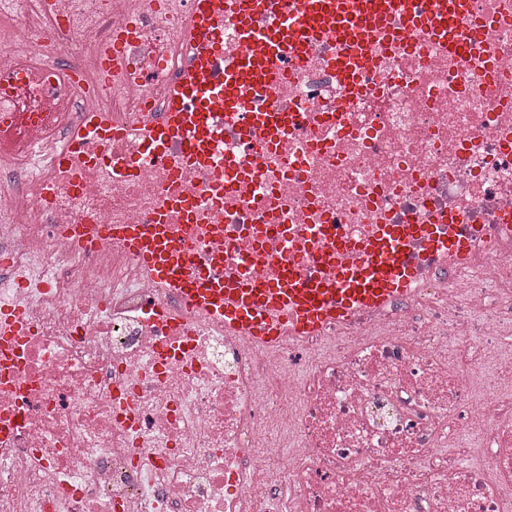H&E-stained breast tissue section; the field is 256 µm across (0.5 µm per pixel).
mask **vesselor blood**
<instances>
[{
	"instance_id": "obj_1",
	"label": "vessel or blood",
	"mask_w": 512,
	"mask_h": 512,
	"mask_svg": "<svg viewBox=\"0 0 512 512\" xmlns=\"http://www.w3.org/2000/svg\"><path fill=\"white\" fill-rule=\"evenodd\" d=\"M474 0H288L282 21L261 30L253 18L274 7L273 0H193L197 53L182 82L170 94L167 133L181 134L191 158L203 155L212 137L209 114L215 110L237 116L249 112L248 131L259 139H275L284 125L278 112H250L248 89L284 77L285 51L303 54L312 36L336 39L349 46L336 70L347 81H360L355 71L360 47L378 36L387 22L401 18L434 41L465 51L473 36L461 18ZM232 11L241 50L224 61V80L214 82L211 61L221 49L216 22ZM100 233L123 239L150 269L154 279L177 291L194 312L223 317L225 331L247 336L253 344L272 348L282 337L303 339L330 321L344 322L363 310H379L409 292L416 265L406 256L410 241L421 240L428 252L446 251L460 262L472 254L469 241L455 224H381L361 248L360 260L342 259L340 248L321 253L319 264L330 276H304L285 270L273 282L224 285L192 267L184 250V229L173 224H102Z\"/></svg>"
}]
</instances>
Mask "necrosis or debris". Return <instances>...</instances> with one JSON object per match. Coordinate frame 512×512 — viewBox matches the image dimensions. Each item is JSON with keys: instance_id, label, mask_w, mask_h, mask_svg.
I'll return each mask as SVG.
<instances>
[{"instance_id": "obj_1", "label": "necrosis or debris", "mask_w": 512, "mask_h": 512, "mask_svg": "<svg viewBox=\"0 0 512 512\" xmlns=\"http://www.w3.org/2000/svg\"><path fill=\"white\" fill-rule=\"evenodd\" d=\"M463 22L462 54L419 30L375 45L358 92L312 42L251 98L287 114L275 144L218 112L192 160L137 132L188 63V0H0V305L27 323L0 356V512H512V392L482 375L512 337V0ZM90 110L102 128L73 141ZM450 215L469 265L413 243V292L274 350L186 310L120 240L68 234L193 223V263L234 283Z\"/></svg>"}]
</instances>
